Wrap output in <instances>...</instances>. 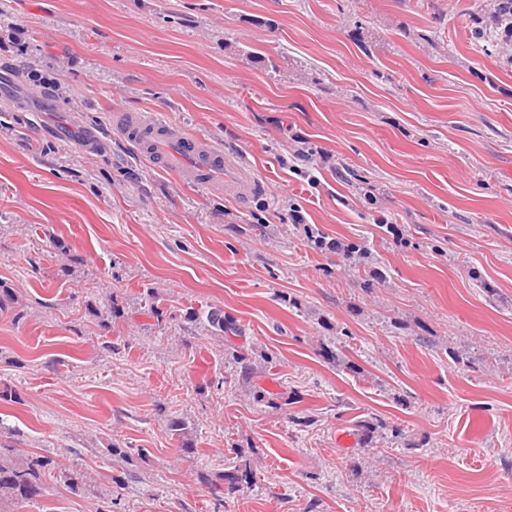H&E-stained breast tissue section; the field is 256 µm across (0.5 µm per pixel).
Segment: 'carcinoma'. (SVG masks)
<instances>
[{"mask_svg": "<svg viewBox=\"0 0 512 512\" xmlns=\"http://www.w3.org/2000/svg\"><path fill=\"white\" fill-rule=\"evenodd\" d=\"M384 429V423L373 419L358 424V434L365 443L373 442L375 434ZM53 469V460L47 456L29 455L20 460L8 458L0 448V503L28 504L41 495L42 476ZM255 474L239 467L221 473L215 484L213 512H221L224 495L234 494L254 483Z\"/></svg>", "mask_w": 512, "mask_h": 512, "instance_id": "1", "label": "carcinoma"}]
</instances>
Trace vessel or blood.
Wrapping results in <instances>:
<instances>
[{"label":"vessel or blood","mask_w":512,"mask_h":512,"mask_svg":"<svg viewBox=\"0 0 512 512\" xmlns=\"http://www.w3.org/2000/svg\"><path fill=\"white\" fill-rule=\"evenodd\" d=\"M116 128L136 140L143 130H150L151 155L181 182L220 183L226 195L240 201L248 200L263 187L245 160L226 156L221 147L209 141L183 137L157 115H146L136 125L124 119Z\"/></svg>","instance_id":"vessel-or-blood-1"}]
</instances>
